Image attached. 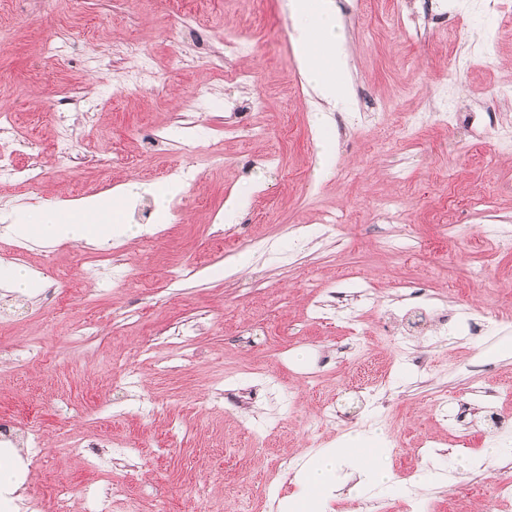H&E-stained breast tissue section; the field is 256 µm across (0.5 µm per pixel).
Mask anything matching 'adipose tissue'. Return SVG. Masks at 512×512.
<instances>
[{
  "label": "adipose tissue",
  "instance_id": "ef3b65f1",
  "mask_svg": "<svg viewBox=\"0 0 512 512\" xmlns=\"http://www.w3.org/2000/svg\"><path fill=\"white\" fill-rule=\"evenodd\" d=\"M288 8L296 25V53L308 83L329 105L347 108L350 103L345 79L348 55L335 0H289ZM139 191V185L130 184L121 188L118 197L94 196L69 213L37 208L29 214L26 223L18 225L17 231L24 234L35 227L46 240L119 243L132 228L113 219L112 213L118 201L133 202ZM363 443V437L354 434L345 439L342 447L328 449L304 462L301 467L303 491L300 496L289 499V512H322L323 495L335 485L338 471L345 466L360 471L363 492L384 491L390 476L377 457L361 454Z\"/></svg>",
  "mask_w": 512,
  "mask_h": 512
}]
</instances>
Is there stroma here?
Instances as JSON below:
<instances>
[{
	"instance_id": "1",
	"label": "stroma",
	"mask_w": 512,
	"mask_h": 512,
	"mask_svg": "<svg viewBox=\"0 0 512 512\" xmlns=\"http://www.w3.org/2000/svg\"><path fill=\"white\" fill-rule=\"evenodd\" d=\"M335 2L351 91L342 112L324 108L300 72L287 0H197L190 29L176 0H84L77 9L60 0L49 14L36 0H0V112L27 126L32 147L22 161L42 175L33 188L0 182V255H17L35 277L26 294L0 284V417L36 429L44 444L33 469L39 507L5 475L19 512H54V490L76 494L95 482L114 489L112 512H282L255 487L295 496V463L356 433L376 449L391 487L362 494L358 472L342 469L325 512H351L355 501L387 512L429 504L448 512L452 502L481 512L482 495L512 479L511 393L461 423L430 416L442 390L512 384V357L486 352L512 339V247L496 233L512 225V151L495 134L512 121V100L494 95L512 85V15L487 18L469 0H446V20L417 39L398 21L421 14V0ZM200 29L213 33L204 52L226 54L225 40L238 42L223 71L173 53L172 39L194 46ZM119 40L138 44L157 86L126 88L131 63L112 61ZM239 70L255 83H240ZM198 91L206 106L180 125L182 99ZM259 91L266 100L257 111L249 102ZM65 94L79 100L67 126L85 164L52 148ZM445 102L472 113V124L429 120ZM411 113L424 117L415 133L382 142ZM215 142L220 164L206 151ZM117 154L128 163L114 162ZM188 166L202 179L182 185L187 204L157 229L151 255L139 235L50 246L12 231L30 205L126 183L148 191L119 218L153 224L151 187ZM233 196L246 205L228 223ZM384 198L400 219L377 209ZM328 213L344 222L326 234L319 225ZM444 220L469 247L438 266L435 258L454 250ZM388 239L404 241L411 256L385 250ZM189 262L199 266L193 277L170 279ZM475 267L486 268L483 281L469 279ZM348 277L381 293L363 309L368 336L353 355L340 349L346 332L334 308L311 317ZM76 281L83 297L68 293ZM421 303L447 310V334L430 319L406 318ZM480 317L485 333L472 335L468 321ZM366 359L391 382L360 400L349 379ZM130 369L134 388L115 387ZM149 398L158 407L145 415ZM324 402L339 422L312 430ZM255 434L267 435L264 448H251ZM76 442L111 451V470L69 457ZM492 447L499 456L473 465Z\"/></svg>"
}]
</instances>
